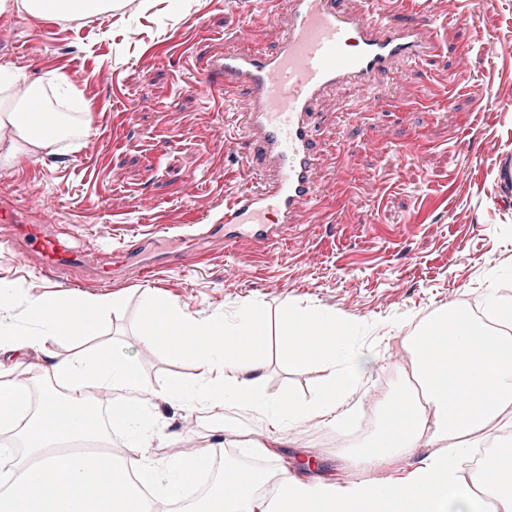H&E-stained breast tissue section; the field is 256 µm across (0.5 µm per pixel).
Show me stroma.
Returning a JSON list of instances; mask_svg holds the SVG:
<instances>
[{"instance_id": "1", "label": "stroma", "mask_w": 512, "mask_h": 512, "mask_svg": "<svg viewBox=\"0 0 512 512\" xmlns=\"http://www.w3.org/2000/svg\"><path fill=\"white\" fill-rule=\"evenodd\" d=\"M111 14L68 23L0 16V68L28 75L64 73L92 107V133L62 142L50 156L0 169V194L29 218L53 224L73 248L97 257L142 226L159 233L126 253V266L92 281L75 271L45 273L21 261L22 249L0 223V279L21 295L56 291L120 292L124 301L103 321L100 343L128 354L156 390L160 426L155 458L183 455L179 429L195 419L201 447L221 448L247 466L260 465L242 440L264 427L244 409L224 412L223 430L192 415L168 389L194 373L140 342L145 292L194 316L251 311L266 352L270 397L303 398L323 371L293 369L278 345L288 310L336 313L354 341L376 357L368 389L391 393L405 384L388 352L403 322L452 302L483 304L512 297V197L499 172L512 163V0H415L425 9L439 55L403 69L385 92L389 106L368 108L371 90L337 86L318 105L325 152L318 172L321 201L303 209L268 255L250 242L210 243L193 260L186 210L215 216L248 182L251 141L237 133L246 102L224 113L197 73L198 54L222 53L228 37L253 39L266 51L280 41L273 0H119ZM194 183L183 200L185 183ZM150 264L151 281L130 270ZM327 425L287 432L283 455L308 479H352L373 436L344 444Z\"/></svg>"}]
</instances>
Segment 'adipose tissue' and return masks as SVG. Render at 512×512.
Listing matches in <instances>:
<instances>
[{
    "instance_id": "ef3b65f1",
    "label": "adipose tissue",
    "mask_w": 512,
    "mask_h": 512,
    "mask_svg": "<svg viewBox=\"0 0 512 512\" xmlns=\"http://www.w3.org/2000/svg\"><path fill=\"white\" fill-rule=\"evenodd\" d=\"M113 0H0V16L22 14L62 22L111 13ZM56 72L32 77L0 69V168H14L68 139L88 137L91 113L85 101L62 90ZM123 302L112 292L67 291L19 300L0 281V433L18 439L22 455L0 448V512H149L147 492L176 498L210 453L167 460L154 458L148 444L157 419L150 409L153 389L144 385L128 357L101 348L56 360L42 370L25 351L47 343L97 335L104 316ZM143 340L174 356H191L194 377L175 383L171 393L216 430L224 410L246 408L265 429L245 445L261 457L279 459L283 433L303 426H343L355 413L353 399L365 385L371 352L351 343L349 324L336 314L294 308L281 334L292 367L317 366L326 380L307 398L276 402L266 393L265 351L253 321L195 317L146 294ZM24 306L36 331L13 327ZM492 323L470 316L457 304L421 319L403 336L418 391L402 390L380 406V429L362 452L375 468L423 446L432 447L424 465L407 475L361 478L347 483L303 480L287 467L225 470L222 486L193 506V512H481L462 480L456 453L493 443L512 426V301H491ZM109 391L112 413L97 418L90 392ZM129 432L133 443L122 455H102L88 464L77 453L60 454L59 444L104 440L105 429ZM481 471L493 470L499 483L488 493L500 512H512V457L485 454ZM471 481V482H472Z\"/></svg>"
}]
</instances>
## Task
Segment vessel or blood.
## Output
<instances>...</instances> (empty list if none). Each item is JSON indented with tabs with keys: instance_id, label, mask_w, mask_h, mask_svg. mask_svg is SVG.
Listing matches in <instances>:
<instances>
[{
	"instance_id": "b4317fda",
	"label": "vessel or blood",
	"mask_w": 512,
	"mask_h": 512,
	"mask_svg": "<svg viewBox=\"0 0 512 512\" xmlns=\"http://www.w3.org/2000/svg\"><path fill=\"white\" fill-rule=\"evenodd\" d=\"M272 18L282 30L275 52L243 38L198 63L225 104L248 92L242 131L257 149L248 164L249 186L225 201L220 217L188 211L186 222L200 242L213 239L222 223L236 228L224 238L228 245L245 239L268 248L281 241L294 216L320 198L323 140L313 118L323 95L343 83L375 88L392 77L397 64H413L438 51L426 33L425 17L405 20L373 8L353 12L344 0H281ZM0 221L16 225L45 272L78 269L101 278V269L61 243L47 225L23 223L15 206L1 203Z\"/></svg>"
}]
</instances>
